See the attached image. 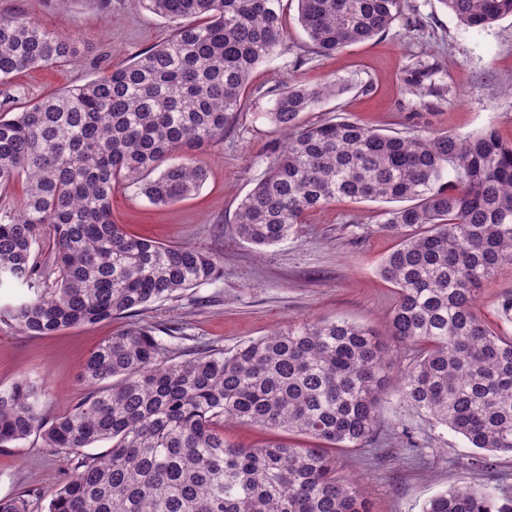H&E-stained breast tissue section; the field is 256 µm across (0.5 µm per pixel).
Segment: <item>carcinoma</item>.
I'll use <instances>...</instances> for the list:
<instances>
[{"mask_svg": "<svg viewBox=\"0 0 512 512\" xmlns=\"http://www.w3.org/2000/svg\"><path fill=\"white\" fill-rule=\"evenodd\" d=\"M282 0H141L172 28L166 42L83 85L0 115V287L35 280L41 230L52 231L54 287L9 318L23 333L126 324L87 358L92 388L47 420L28 377L0 391V448L36 435L73 474L38 492L47 512H371L336 450H361L380 425L391 348L411 351L396 395L472 447L512 455V336L476 312L485 281L512 265V144L496 131L392 135L346 118L302 115L336 87L290 85L269 120L286 145L235 216L238 236L264 247L338 197L406 201L379 229L399 238L380 275L395 289L384 332L345 319L291 322L230 352L192 355L173 330L133 317L209 283L220 259L197 247L133 237L112 221V191L132 185L155 204L197 192L194 155L224 142L254 69L285 46ZM462 25L512 16V0H442ZM402 16L401 0H298L313 51L333 55ZM77 52L37 21L0 18V84ZM23 196L7 199L17 179ZM240 422L303 435L244 448ZM111 443L103 453L87 449ZM423 512H512L491 483L450 487Z\"/></svg>", "mask_w": 512, "mask_h": 512, "instance_id": "carcinoma-1", "label": "carcinoma"}]
</instances>
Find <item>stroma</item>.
<instances>
[{
	"mask_svg": "<svg viewBox=\"0 0 512 512\" xmlns=\"http://www.w3.org/2000/svg\"><path fill=\"white\" fill-rule=\"evenodd\" d=\"M288 50L252 73L243 107L219 146L198 154L206 171L199 192L174 204H154L133 187L112 195V219L130 234L166 245H189L215 253L224 274L180 298L151 306L141 323L177 328L181 348L205 343L232 351L288 323L343 318L383 330L394 302L393 286L380 267L395 247L377 225L379 201L345 197L309 212L287 239L262 248L239 238L235 212L263 176L267 155L282 135L267 117L288 84H333L337 96L305 113L309 123L348 117L386 133L429 136L493 129L512 143V17L482 30L460 24L442 0H402V15L382 35L349 45L329 57L313 53L297 22L296 0H284ZM25 14L55 35L74 38L77 55L52 67L17 75L0 86V111L16 112L47 95L85 84L169 38L167 24L140 0H0V15ZM512 292V266L504 265L481 290L477 312L495 331L510 334L499 315ZM17 283L0 288V389L21 376L44 392L46 415L69 411L88 388L82 367L121 323L106 320L51 336H30L12 325L9 313L30 296ZM477 451L461 435L433 424L396 394L385 396L375 448L340 454L344 475L361 481L372 512H422L450 486L497 484L512 494V457L490 455V472L472 467ZM64 464L45 455L38 437L0 448V498L27 496L30 512H47L34 496L63 478Z\"/></svg>",
	"mask_w": 512,
	"mask_h": 512,
	"instance_id": "obj_1",
	"label": "stroma"
}]
</instances>
